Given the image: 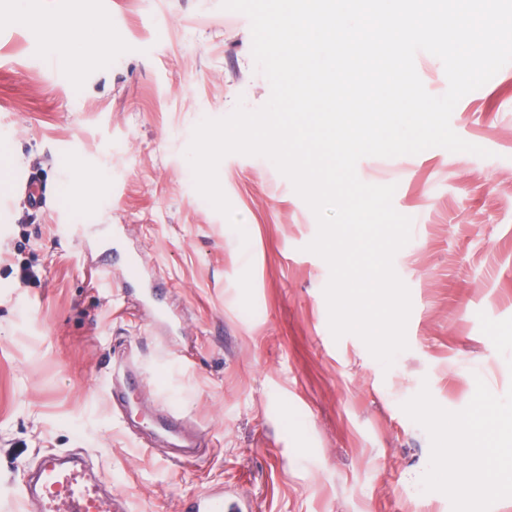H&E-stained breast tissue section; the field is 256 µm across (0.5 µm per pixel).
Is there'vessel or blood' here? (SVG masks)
Listing matches in <instances>:
<instances>
[{
  "label": "vessel or blood",
  "mask_w": 512,
  "mask_h": 512,
  "mask_svg": "<svg viewBox=\"0 0 512 512\" xmlns=\"http://www.w3.org/2000/svg\"><path fill=\"white\" fill-rule=\"evenodd\" d=\"M139 290L143 307L154 322L172 331L180 329V321L165 305L164 288L144 280ZM137 387L131 366L116 368L111 388L113 406H127ZM103 484V476L89 473L78 456H44L34 481L22 491L25 512H126L123 496L104 494ZM249 509L248 501L221 488L204 490L181 505V512H249Z\"/></svg>",
  "instance_id": "vessel-or-blood-1"
}]
</instances>
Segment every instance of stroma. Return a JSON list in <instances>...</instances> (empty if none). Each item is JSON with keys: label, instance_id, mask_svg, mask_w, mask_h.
<instances>
[{"label": "stroma", "instance_id": "stroma-1", "mask_svg": "<svg viewBox=\"0 0 512 512\" xmlns=\"http://www.w3.org/2000/svg\"><path fill=\"white\" fill-rule=\"evenodd\" d=\"M74 13L87 40L106 24L112 49L64 68L50 40ZM251 45L221 0H0V512H23L29 468L62 451L88 456L128 512H180L220 485L251 512H512V476L466 495L439 455L482 405L494 433L479 446L512 440V64L450 120L489 157L433 147L356 166L412 220L394 257L408 348L386 369L357 336L333 339L329 267L306 249L317 220L270 160L219 165L247 240L195 189L196 124L270 97ZM74 161L104 180L85 206L62 191ZM114 224L127 234L107 255ZM135 270L169 289L181 332L140 309ZM127 357L147 406L203 431L188 460L113 408Z\"/></svg>", "mask_w": 512, "mask_h": 512}]
</instances>
